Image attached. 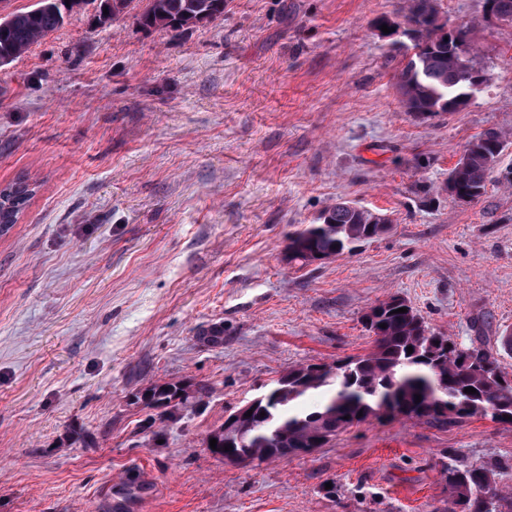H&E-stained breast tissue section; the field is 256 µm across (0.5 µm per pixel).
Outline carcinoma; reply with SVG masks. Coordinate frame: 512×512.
<instances>
[{"mask_svg":"<svg viewBox=\"0 0 512 512\" xmlns=\"http://www.w3.org/2000/svg\"><path fill=\"white\" fill-rule=\"evenodd\" d=\"M425 0H407L404 17L418 26L423 65L409 61L397 75V88L407 111L413 113L453 112L466 105L471 81L482 76L478 54L468 47L466 58L457 52L456 41L465 31L448 30L436 35L433 21L423 9ZM497 18L512 24V0H487ZM72 11L65 0H37L30 8L13 11L0 23V65H9L31 46L58 30ZM224 15V0H152L140 15L147 28L184 29L201 18L215 20ZM507 146L502 132L491 129L470 141L465 152L468 162L451 175L473 202L486 191L492 169L490 160ZM35 188L18 179L0 190L5 205L0 207V224H14ZM323 221L307 225L289 238L288 261L309 263L310 254L334 255L351 251L356 244L380 236L386 224H373V215L338 202L326 208ZM405 307L407 312L394 313ZM374 348L350 359L338 373L312 365L290 369L260 399L254 409V425L239 431H213L222 446L239 450L238 438L251 445L261 460L289 459L300 449L311 448V439L326 443L340 431L371 418L402 417L438 423L459 422L475 416L512 425V376L497 358L484 348H462L443 333H434L424 319L403 298L393 295L370 325ZM413 352L407 353V347ZM467 387L476 393L464 392ZM321 391L324 396L312 407L293 410L307 395ZM421 395V401L415 395ZM185 390L174 384L153 385L144 394L149 407L183 403ZM265 416H260V413ZM504 466L472 463L460 466L448 458L443 466L449 499L459 512H512V492L500 491L485 500L483 492L500 485Z\"/></svg>","mask_w":512,"mask_h":512,"instance_id":"carcinoma-1","label":"carcinoma"}]
</instances>
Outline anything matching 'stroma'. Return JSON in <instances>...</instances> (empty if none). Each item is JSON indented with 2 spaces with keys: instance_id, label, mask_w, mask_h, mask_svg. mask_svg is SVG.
Returning a JSON list of instances; mask_svg holds the SVG:
<instances>
[{
  "instance_id": "35a3bbf8",
  "label": "stroma",
  "mask_w": 512,
  "mask_h": 512,
  "mask_svg": "<svg viewBox=\"0 0 512 512\" xmlns=\"http://www.w3.org/2000/svg\"><path fill=\"white\" fill-rule=\"evenodd\" d=\"M402 4L224 0L179 30L89 4L0 67V186L37 185L0 234V512H113L131 486L138 512H441L449 457L512 466V426L485 417L372 418L287 461L207 450L289 369L369 353L364 316L393 295L512 373V142L478 201L448 194L471 140L512 134V24L437 0L487 81L419 118L396 87L412 41L377 36ZM340 200L390 230L289 261ZM157 383L187 401L147 407Z\"/></svg>"
}]
</instances>
